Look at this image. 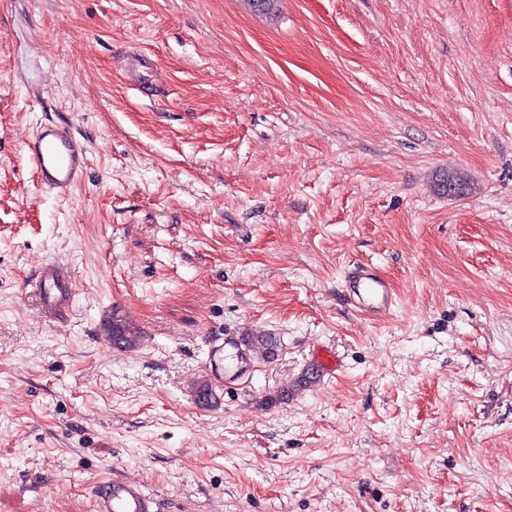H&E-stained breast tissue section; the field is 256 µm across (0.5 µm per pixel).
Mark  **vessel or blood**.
I'll list each match as a JSON object with an SVG mask.
<instances>
[{"mask_svg":"<svg viewBox=\"0 0 512 512\" xmlns=\"http://www.w3.org/2000/svg\"><path fill=\"white\" fill-rule=\"evenodd\" d=\"M25 148L43 185L64 192L77 184L88 166L87 147L72 127L48 121L38 125ZM32 282L41 305L58 317L68 316L74 295L66 268L58 262L45 263ZM354 307L373 314L390 311L395 305L393 288L371 264L349 265L343 282ZM209 375L244 383L252 377L253 356L240 337L227 336L210 353ZM92 512H155V501L141 485L124 478L105 481L94 488Z\"/></svg>","mask_w":512,"mask_h":512,"instance_id":"b4317fda","label":"vessel or blood"}]
</instances>
